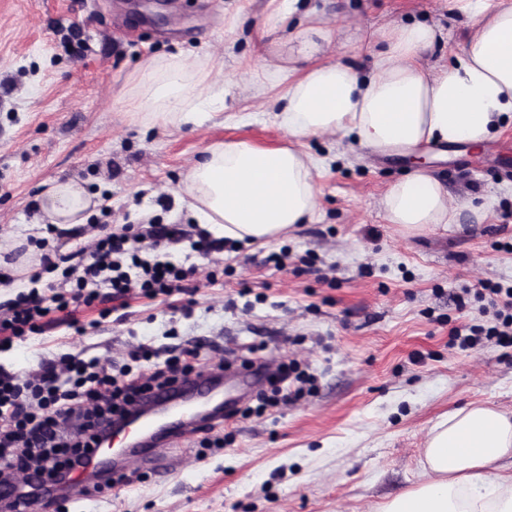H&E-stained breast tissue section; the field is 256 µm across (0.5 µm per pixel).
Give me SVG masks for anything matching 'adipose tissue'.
I'll return each instance as SVG.
<instances>
[{
	"label": "adipose tissue",
	"mask_w": 512,
	"mask_h": 512,
	"mask_svg": "<svg viewBox=\"0 0 512 512\" xmlns=\"http://www.w3.org/2000/svg\"><path fill=\"white\" fill-rule=\"evenodd\" d=\"M472 22L460 54L427 71L423 56L443 38L436 26L402 20L359 37L351 55H370V74L327 57L332 33L302 0H277L263 25L285 32L276 63L257 92L267 95L289 142L259 146L227 140L207 146L188 170L181 193L192 217L224 238L251 245L311 220L318 206L313 173L322 162L303 140L327 132L374 153L411 154L423 145L479 147L512 124V6L503 0H454ZM135 119L180 126L212 119L225 90L206 70L177 55L151 57L132 75ZM385 219L412 229L458 223L462 212L484 217L486 205L450 206L426 167L392 184ZM97 203L72 179L43 191L37 223H86ZM418 481L379 512H512V416L485 403L442 415L423 449Z\"/></svg>",
	"instance_id": "1"
}]
</instances>
